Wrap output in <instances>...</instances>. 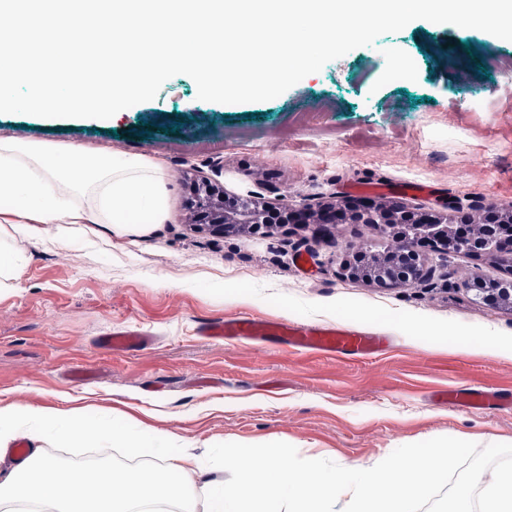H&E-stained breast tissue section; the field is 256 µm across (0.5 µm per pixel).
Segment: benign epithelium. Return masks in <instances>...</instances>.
<instances>
[{
	"label": "benign epithelium",
	"instance_id": "1",
	"mask_svg": "<svg viewBox=\"0 0 512 512\" xmlns=\"http://www.w3.org/2000/svg\"><path fill=\"white\" fill-rule=\"evenodd\" d=\"M273 211L262 202L250 197L228 195L212 183L201 180L193 183V197L190 206V223L204 224L213 231L224 232L259 230L271 223ZM348 217L361 224H376L386 231L396 224H431L434 239L431 245L455 253L486 252L499 257L512 255V239L505 236L500 240L466 235L459 226L448 223V215L422 216L402 205L381 207L368 198L349 200L343 206L331 202L314 211L308 206L292 210L281 217L283 224H318L321 229ZM413 259L415 280L427 281L434 275L417 252L416 240H406L400 252V259ZM343 271L351 278H361L382 287H395L403 283L398 277V264L387 258L353 252L346 255Z\"/></svg>",
	"mask_w": 512,
	"mask_h": 512
}]
</instances>
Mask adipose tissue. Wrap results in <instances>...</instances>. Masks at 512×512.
Returning <instances> with one entry per match:
<instances>
[{
  "label": "adipose tissue",
  "mask_w": 512,
  "mask_h": 512,
  "mask_svg": "<svg viewBox=\"0 0 512 512\" xmlns=\"http://www.w3.org/2000/svg\"><path fill=\"white\" fill-rule=\"evenodd\" d=\"M169 216L167 189L155 163L139 154L54 148L0 136V281L19 277L25 258L13 234L33 224H111L127 234ZM27 439L33 452L0 468V512H150L171 503L178 512H271L284 501L290 512H408L424 491L422 459L400 470L332 468L306 458L294 467L269 463L251 450L224 455L220 467L235 471L231 486L216 483L200 457L172 454L152 430L131 432L114 423L84 422L74 408L0 405V447ZM93 440L102 448H137L166 456L165 466L132 470H74L45 456L47 441ZM344 508H337V498ZM205 510H198V501ZM448 512H512V466L476 474L453 491Z\"/></svg>",
  "instance_id": "1"
}]
</instances>
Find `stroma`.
I'll return each instance as SVG.
<instances>
[{
	"label": "stroma",
	"instance_id": "stroma-1",
	"mask_svg": "<svg viewBox=\"0 0 512 512\" xmlns=\"http://www.w3.org/2000/svg\"><path fill=\"white\" fill-rule=\"evenodd\" d=\"M472 44L512 60V41L416 20L268 101H201L194 80L177 75L153 100L106 120L0 114L2 136L143 155L167 181L170 213L140 236L51 224L17 237L26 264L0 291V405L78 408L91 421L152 428L195 455L258 448L336 468L407 461L450 437L460 455L411 506L446 512L449 488L475 475L470 459L512 457V407L455 408L433 397L451 386L512 392V354L470 349L480 336L512 341V310L466 287L476 276L512 278V263L430 251L431 280L379 288L340 268L348 249L398 247L379 226L346 219L324 234L286 224L219 235L189 224L186 201L196 176L277 210L392 182L440 194L370 199L441 213L457 202L474 219L512 207V70L460 83L459 70L478 64ZM240 315L342 323L388 345L360 360L197 334ZM111 330H146L155 342L114 354L97 345Z\"/></svg>",
	"mask_w": 512,
	"mask_h": 512
}]
</instances>
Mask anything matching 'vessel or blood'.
Wrapping results in <instances>:
<instances>
[{
  "label": "vessel or blood",
  "instance_id": "obj_1",
  "mask_svg": "<svg viewBox=\"0 0 512 512\" xmlns=\"http://www.w3.org/2000/svg\"><path fill=\"white\" fill-rule=\"evenodd\" d=\"M202 336L215 339H248L258 342H277L297 350H315L329 355H347L367 358L384 350L386 339L342 324H299L290 320H264L251 316L215 320L203 323ZM152 337L141 331H117L105 335L103 348L110 351L142 350L150 348ZM442 400L465 408L488 405H512V394L502 396L486 391L460 387L441 394Z\"/></svg>",
  "mask_w": 512,
  "mask_h": 512
}]
</instances>
